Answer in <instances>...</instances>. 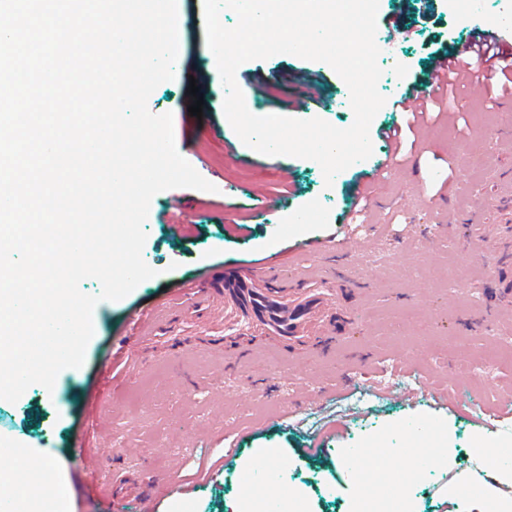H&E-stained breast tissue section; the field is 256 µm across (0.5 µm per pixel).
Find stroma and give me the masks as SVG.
Wrapping results in <instances>:
<instances>
[{
	"label": "stroma",
	"mask_w": 512,
	"mask_h": 512,
	"mask_svg": "<svg viewBox=\"0 0 512 512\" xmlns=\"http://www.w3.org/2000/svg\"><path fill=\"white\" fill-rule=\"evenodd\" d=\"M393 0H379L377 33L386 103L370 127L372 155L326 182L315 161L270 157L245 146L223 112L225 88L204 28L203 0H180L181 49L173 80L148 99L151 113H172L178 152L213 191L166 190L150 203L145 262L156 270L118 301L99 302L94 335L78 369L59 373L53 390L35 384L17 403L0 400V469H24L31 480L49 470L54 489L17 512H113L112 499L135 486L152 491L156 512H253L266 498L258 473L263 451L277 449L282 493L305 512H353L363 493L345 466L363 453L369 480L379 471L421 466L417 483L400 490L404 512H472L474 493L512 502V326L485 313L496 286L489 267L499 225L512 222V97L488 98L468 86L458 112L420 131L408 158L384 178L381 128L400 125L393 107L409 85L427 76L429 54L469 40L473 26L512 43V0H431L407 28L386 18ZM235 79L250 91L257 116H295L304 88L320 89L308 117L349 127L354 113L344 81L325 63L280 54L242 64ZM205 104L190 116V84ZM290 182H283L282 168ZM368 190L363 227L348 215L355 187ZM275 199L265 221L262 201ZM185 224L182 234L171 225ZM288 238H279L281 225ZM333 239L359 244V274L376 287L367 302L343 291V308L359 314L343 325V346L305 372L288 371V351L269 347L240 357L224 336V299L198 297L225 268L276 270L272 287L297 284L314 254L295 243ZM487 361L486 373L460 367ZM425 378L447 401H402L380 386L385 365ZM343 383L338 398L290 415L292 402L317 387ZM96 458L75 475L74 449ZM309 448L320 449L315 458ZM432 449L421 460L422 449ZM181 485L169 495L165 486Z\"/></svg>",
	"instance_id": "35a3bbf8"
}]
</instances>
